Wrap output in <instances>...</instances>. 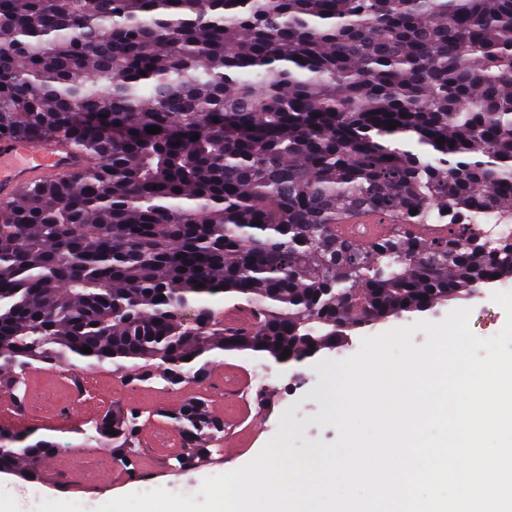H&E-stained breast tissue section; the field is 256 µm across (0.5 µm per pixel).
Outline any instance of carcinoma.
<instances>
[{"mask_svg": "<svg viewBox=\"0 0 512 512\" xmlns=\"http://www.w3.org/2000/svg\"><path fill=\"white\" fill-rule=\"evenodd\" d=\"M38 138L93 162L0 199L17 396L75 358L170 386L226 351L300 362L512 277L476 221L512 215V0H0V139ZM359 213L392 230L341 233ZM140 418L81 434L127 461ZM167 418L182 464L224 432L200 399ZM58 448L0 429V471Z\"/></svg>", "mask_w": 512, "mask_h": 512, "instance_id": "cac0c4a2", "label": "carcinoma"}]
</instances>
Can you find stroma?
<instances>
[{"label": "stroma", "instance_id": "obj_1", "mask_svg": "<svg viewBox=\"0 0 512 512\" xmlns=\"http://www.w3.org/2000/svg\"><path fill=\"white\" fill-rule=\"evenodd\" d=\"M499 291H512V279L479 288L473 295L449 300L420 315L413 313L358 329L352 332L348 345L321 351L318 357L299 363L278 365L249 351L225 353L219 357L218 366L233 370L245 385L237 411L239 441L200 455L185 467L173 462L133 473L125 462L115 459L110 468L90 475L75 487H62L42 480L35 485L40 491L35 501L29 497V490L34 485L15 474L0 479V498L11 502L14 512H55L61 503L68 512H94L101 504L144 491L148 486L193 494L204 479L235 470L251 461L278 432L280 418L286 412L297 425L298 436L293 441L295 449H303L306 444L317 441L334 442L338 437L337 429L331 425L320 426L316 421L323 407L318 396L322 377L316 366L317 360L347 359L358 352L363 338L422 319L438 322L457 308L469 309V327L474 335L480 338L494 336L505 323L503 309L492 299L493 293ZM89 419V414L77 410L69 422L63 424L43 420L37 434L62 443L58 460L65 463L70 457L85 453L81 431Z\"/></svg>", "mask_w": 512, "mask_h": 512}]
</instances>
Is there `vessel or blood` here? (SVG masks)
I'll return each mask as SVG.
<instances>
[{
  "mask_svg": "<svg viewBox=\"0 0 512 512\" xmlns=\"http://www.w3.org/2000/svg\"><path fill=\"white\" fill-rule=\"evenodd\" d=\"M87 164L85 155L53 139L0 140V196L36 181L69 175Z\"/></svg>",
  "mask_w": 512,
  "mask_h": 512,
  "instance_id": "b4317fda",
  "label": "vessel or blood"
}]
</instances>
